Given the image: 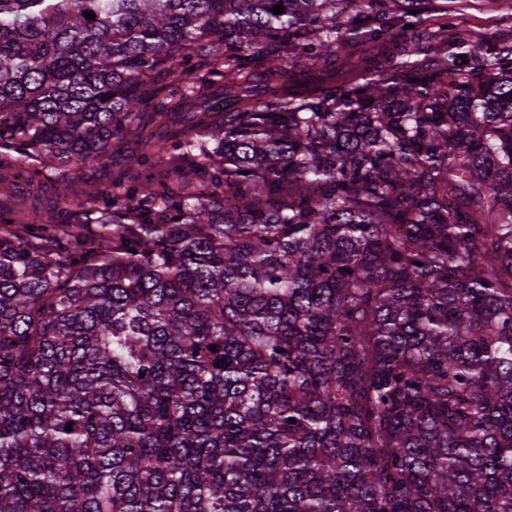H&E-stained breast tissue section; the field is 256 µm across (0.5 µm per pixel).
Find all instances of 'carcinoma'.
Masks as SVG:
<instances>
[{
    "mask_svg": "<svg viewBox=\"0 0 512 512\" xmlns=\"http://www.w3.org/2000/svg\"><path fill=\"white\" fill-rule=\"evenodd\" d=\"M420 2L0 0V148L115 166L0 222V512H512V45L339 53ZM106 172L105 162H102V159L87 162L81 171L83 179H93L102 198L111 197V182ZM52 191L47 194L46 190L44 194L40 196V208L43 211L45 217L49 216L50 220L55 223H71V224H89L88 227L91 231L97 230V224L94 223L95 216H87L81 213V210L76 207V202L72 203L67 210H53L51 211L52 204Z\"/></svg>",
    "mask_w": 512,
    "mask_h": 512,
    "instance_id": "obj_1",
    "label": "carcinoma"
}]
</instances>
